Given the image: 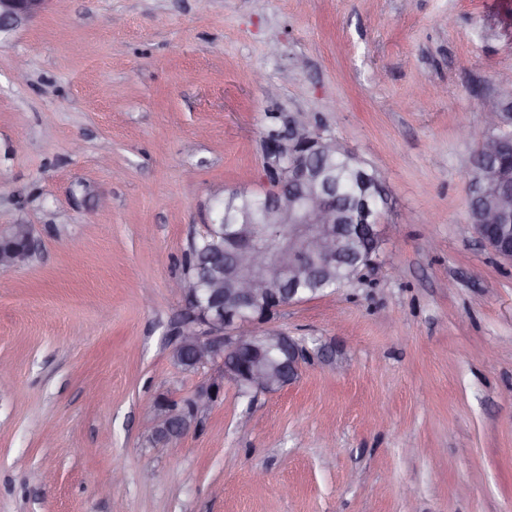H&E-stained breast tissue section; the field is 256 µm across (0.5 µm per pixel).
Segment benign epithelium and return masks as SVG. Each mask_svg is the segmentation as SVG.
<instances>
[{
    "mask_svg": "<svg viewBox=\"0 0 512 512\" xmlns=\"http://www.w3.org/2000/svg\"><path fill=\"white\" fill-rule=\"evenodd\" d=\"M49 0H0V32L12 30L43 13ZM311 119L294 114L288 141L267 142L263 150L283 158V172L264 196L267 223L284 225L288 233L277 249L252 233L247 217L237 218L223 235L224 266L212 268L205 287L195 280L179 279L174 291L182 298L186 318L174 350L185 368L201 370L218 366L238 385L260 392H274L299 375L308 358L305 346L281 329L271 326L270 313L287 307L288 286L303 273L325 274L336 267L342 253L354 241L380 234L372 224L370 203H365L362 223L345 227L336 217V195L320 180L318 170L307 162L302 149L314 142L321 150L335 145V137L322 132L311 135ZM501 135L480 144L481 156L495 158ZM473 191L491 194L496 205L485 216L488 224H505L512 217V179L497 172L476 174ZM0 267L23 261L33 249L31 228L26 224L0 227ZM224 382L212 379L193 396L191 414L157 405L152 439L169 445L197 425L199 412L218 399Z\"/></svg>",
    "mask_w": 512,
    "mask_h": 512,
    "instance_id": "1",
    "label": "benign epithelium"
}]
</instances>
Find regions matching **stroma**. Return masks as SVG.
Listing matches in <instances>:
<instances>
[{"label":"stroma","mask_w":512,"mask_h":512,"mask_svg":"<svg viewBox=\"0 0 512 512\" xmlns=\"http://www.w3.org/2000/svg\"><path fill=\"white\" fill-rule=\"evenodd\" d=\"M507 84L512 0H49L1 32L0 226L35 245L0 269V512H512V264L467 221ZM297 111L381 172L380 254L279 312L292 384L153 442L221 375L173 357L182 254Z\"/></svg>","instance_id":"35a3bbf8"}]
</instances>
